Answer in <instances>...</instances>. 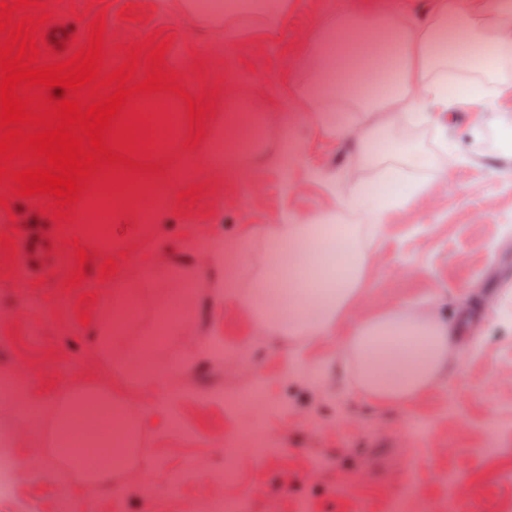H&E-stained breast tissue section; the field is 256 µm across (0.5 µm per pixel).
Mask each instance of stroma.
Masks as SVG:
<instances>
[{
	"label": "stroma",
	"mask_w": 512,
	"mask_h": 512,
	"mask_svg": "<svg viewBox=\"0 0 512 512\" xmlns=\"http://www.w3.org/2000/svg\"><path fill=\"white\" fill-rule=\"evenodd\" d=\"M46 2L51 18L41 31L59 45L50 61L86 46L101 13L104 73L124 63V46L152 37L167 42L165 64L185 92L216 98L196 149L175 144L152 158L178 176L179 190L198 187L197 197L173 203L158 234L139 239L115 272H103L96 240L68 243L66 229L43 212L51 196L12 194L8 207L0 206V235L17 241L30 226L52 231L35 271L0 247V372L20 373L22 388L61 409L89 393L125 404L138 448L134 473L94 481L55 447L49 420L28 422L12 400L0 398V432H18L31 460L12 505L0 512H56L61 498L79 512H207L220 497L245 502L249 512H390L401 494L431 512H448L452 502L467 512H512V331L499 323L512 312V158L498 154L496 134L500 123L512 122V96L443 116L444 152L432 127L404 130L407 141L435 154L434 167L419 173L433 201L393 206L372 245L364 311L434 303L453 319L473 296L484 300L475 339L459 347L436 386L404 405L372 403L344 374L341 334L273 343L225 304L216 279L201 276L187 332L169 335L152 352L167 369L155 393L128 376L126 358L150 336L153 309L174 271H194L203 243L252 232L239 273L251 287L266 266L265 227L287 216L315 221L327 214L347 223L335 210L338 194L380 176L334 134L306 121L293 130L269 126L236 180L206 161V144L227 122V90L256 115L295 111L301 91L285 64L310 48L317 27L335 23L336 0H291L276 28L249 26L234 39L225 37L223 22L185 16L179 0H69L64 9L60 0ZM125 7L130 17L122 16ZM291 145L300 158L282 166L277 157ZM79 246L88 255L83 265ZM79 269L83 278L70 285ZM118 288L139 303L141 316L117 348L105 349L98 336ZM255 424L267 446L262 455L239 448ZM230 451L235 477L214 484Z\"/></svg>",
	"instance_id": "35a3bbf8"
}]
</instances>
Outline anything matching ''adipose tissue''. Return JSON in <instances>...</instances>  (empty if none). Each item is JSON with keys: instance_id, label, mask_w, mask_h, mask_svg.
<instances>
[{"instance_id": "obj_1", "label": "adipose tissue", "mask_w": 512, "mask_h": 512, "mask_svg": "<svg viewBox=\"0 0 512 512\" xmlns=\"http://www.w3.org/2000/svg\"><path fill=\"white\" fill-rule=\"evenodd\" d=\"M346 42L374 72L379 47H386L392 64L387 93L360 100L363 114L353 122L321 109L323 85L332 66L331 50ZM512 65V8L500 0H340L336 23L324 28L311 48L291 62L303 95L307 117L322 130L338 135L350 152L381 165L401 185L408 202L427 198L429 185L418 171L433 164V156L415 145L380 136L401 120L415 125L434 123L440 149L448 147V130L440 116L460 106L481 108L512 92L496 69ZM336 207L357 216V223L337 225L324 241L323 227L284 221L262 234L269 259L286 252L293 265L311 270L331 265L333 285L309 293L298 281L281 285L268 276L250 288L227 276L230 265H242L251 239L228 236L206 250L212 275L224 280V302L245 313L262 334L280 340L330 335L349 321L342 344L344 367L356 389L368 400L401 405L434 387L457 353L460 322L440 316L434 305H395L354 315L372 266V241L386 215L380 193L357 186L339 194ZM141 231V211L127 199L112 206L110 236L113 254L125 249Z\"/></svg>"}]
</instances>
